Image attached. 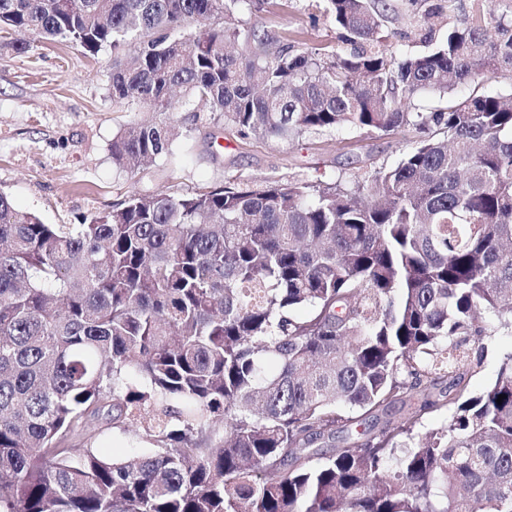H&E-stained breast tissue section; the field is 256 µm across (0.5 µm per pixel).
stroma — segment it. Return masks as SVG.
<instances>
[{
	"instance_id": "1",
	"label": "stroma",
	"mask_w": 512,
	"mask_h": 512,
	"mask_svg": "<svg viewBox=\"0 0 512 512\" xmlns=\"http://www.w3.org/2000/svg\"><path fill=\"white\" fill-rule=\"evenodd\" d=\"M395 13L386 27L390 45L408 53L427 49L420 36L424 0H392ZM248 24L276 32L283 42L303 40L335 44L336 29L323 0H263L246 11ZM113 53H97L59 39H40L27 53H17L11 35L0 33V192L22 210L47 224H75L80 217L111 209L137 191L167 190L192 194L227 181H352L367 167L395 165L409 130L381 136L351 130L310 134L294 142L223 140L212 148L211 126L193 124L188 108L173 116L179 134L172 151L178 168L166 158L141 169L120 168L112 160V140L130 122L142 119L138 108L116 111L110 78ZM512 347L505 335L473 345L476 367L472 391H482L495 377L501 352Z\"/></svg>"
}]
</instances>
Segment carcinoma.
Wrapping results in <instances>:
<instances>
[{
    "label": "carcinoma",
    "instance_id": "carcinoma-1",
    "mask_svg": "<svg viewBox=\"0 0 512 512\" xmlns=\"http://www.w3.org/2000/svg\"><path fill=\"white\" fill-rule=\"evenodd\" d=\"M259 2L0 0L19 53L122 54L114 106L155 114L123 168L173 157L178 101L238 140L420 133L348 187L135 192L77 224L0 192V512H512V347L468 379V345L512 334V92L484 88L512 86V17L398 55L388 0H324L332 48L239 18ZM100 421L150 452L100 451Z\"/></svg>",
    "mask_w": 512,
    "mask_h": 512
}]
</instances>
